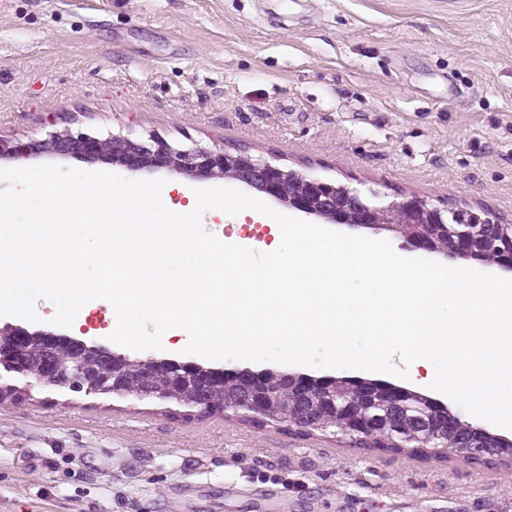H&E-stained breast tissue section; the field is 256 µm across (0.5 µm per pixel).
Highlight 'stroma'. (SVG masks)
<instances>
[{
    "mask_svg": "<svg viewBox=\"0 0 512 512\" xmlns=\"http://www.w3.org/2000/svg\"><path fill=\"white\" fill-rule=\"evenodd\" d=\"M64 129L512 224V0H0V137ZM0 512H512V466L36 388L0 404Z\"/></svg>",
    "mask_w": 512,
    "mask_h": 512,
    "instance_id": "35a3bbf8",
    "label": "stroma"
}]
</instances>
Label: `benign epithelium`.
<instances>
[{"instance_id":"benign-epithelium-1","label":"benign epithelium","mask_w":512,"mask_h":512,"mask_svg":"<svg viewBox=\"0 0 512 512\" xmlns=\"http://www.w3.org/2000/svg\"><path fill=\"white\" fill-rule=\"evenodd\" d=\"M59 155L84 160L103 159L129 173L166 170L197 179L220 178L253 187L290 209L351 227H384L404 236L425 255L441 253L439 228L448 225V210L432 206L417 196H404L381 208L348 186L327 188L312 173H294L249 151L231 153L224 148L200 145L175 146L164 139H147L132 134H112L105 138L70 130L54 131L41 139L18 142L0 137V158ZM495 224L485 218L470 221L467 229L448 238V256L485 262V229ZM512 271V251H504L487 261ZM0 336L9 337L0 349V369L40 388L64 389L97 384L95 392L132 396L138 399H167L186 388L194 395V405L202 412L213 408L212 379L227 382L224 411L238 413L243 406L263 408L269 402L293 393L299 401L313 392L332 393L337 384L327 376L291 374L269 369L206 367L196 361H176L155 357L131 358L104 345L89 343L49 330L29 331L20 325L0 327ZM346 406L358 404L356 397L385 392L392 396V408L385 420L402 422L404 401L412 391L370 380H355Z\"/></svg>"}]
</instances>
